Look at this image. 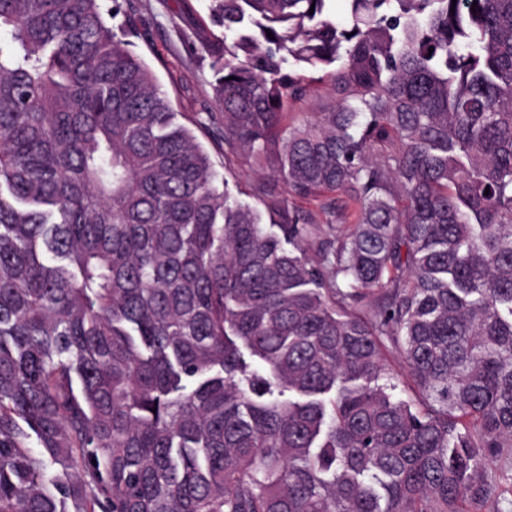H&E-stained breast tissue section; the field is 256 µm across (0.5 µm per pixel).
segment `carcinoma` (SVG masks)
Instances as JSON below:
<instances>
[{
    "instance_id": "carcinoma-1",
    "label": "carcinoma",
    "mask_w": 512,
    "mask_h": 512,
    "mask_svg": "<svg viewBox=\"0 0 512 512\" xmlns=\"http://www.w3.org/2000/svg\"><path fill=\"white\" fill-rule=\"evenodd\" d=\"M331 2L211 0L246 201L131 17L0 0V512H464L496 488L512 0H350L347 25ZM306 69L332 104L290 125Z\"/></svg>"
}]
</instances>
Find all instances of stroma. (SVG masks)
Instances as JSON below:
<instances>
[{
    "label": "stroma",
    "instance_id": "stroma-1",
    "mask_svg": "<svg viewBox=\"0 0 512 512\" xmlns=\"http://www.w3.org/2000/svg\"><path fill=\"white\" fill-rule=\"evenodd\" d=\"M209 0H125L122 10L135 18L143 36L136 50L156 73L184 120H204L197 134L216 169L224 167V127L209 122L215 111L214 71L203 47L223 37L210 17Z\"/></svg>",
    "mask_w": 512,
    "mask_h": 512
}]
</instances>
